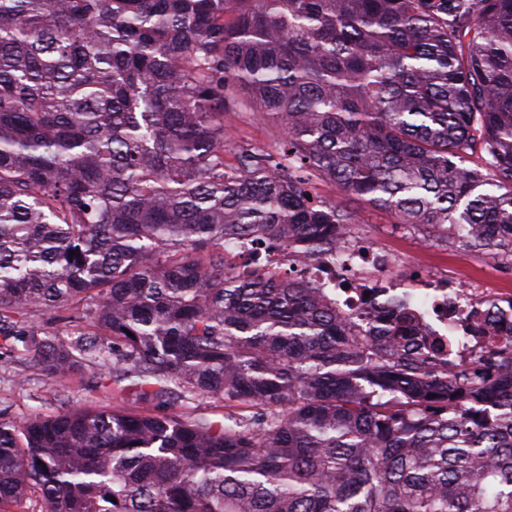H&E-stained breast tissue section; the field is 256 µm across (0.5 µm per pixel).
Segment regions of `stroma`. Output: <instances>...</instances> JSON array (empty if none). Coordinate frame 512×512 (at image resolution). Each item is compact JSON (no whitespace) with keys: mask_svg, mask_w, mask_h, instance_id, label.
Returning a JSON list of instances; mask_svg holds the SVG:
<instances>
[{"mask_svg":"<svg viewBox=\"0 0 512 512\" xmlns=\"http://www.w3.org/2000/svg\"><path fill=\"white\" fill-rule=\"evenodd\" d=\"M360 220L354 231L395 260L394 272L407 281L441 274L450 280L484 282L498 294H512V257L490 249L476 251L444 237L432 227L398 225L384 211L356 202ZM108 405L137 415L156 409L131 393L116 394L100 385L95 365L79 361L66 381L46 370L27 367L16 353L0 350V420L23 421L78 407Z\"/></svg>","mask_w":512,"mask_h":512,"instance_id":"stroma-1","label":"stroma"}]
</instances>
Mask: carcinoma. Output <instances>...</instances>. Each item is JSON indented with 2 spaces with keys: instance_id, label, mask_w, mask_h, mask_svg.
Here are the masks:
<instances>
[{
  "instance_id": "obj_1",
  "label": "carcinoma",
  "mask_w": 512,
  "mask_h": 512,
  "mask_svg": "<svg viewBox=\"0 0 512 512\" xmlns=\"http://www.w3.org/2000/svg\"><path fill=\"white\" fill-rule=\"evenodd\" d=\"M244 112L281 133L232 165ZM316 179L512 256V0H0V335L250 411L1 420L0 512H512V345L450 367L401 299L226 267L335 251L359 215ZM84 301L97 337L39 338Z\"/></svg>"
}]
</instances>
